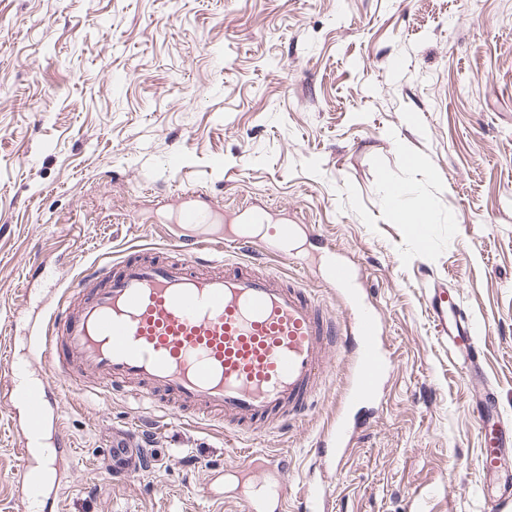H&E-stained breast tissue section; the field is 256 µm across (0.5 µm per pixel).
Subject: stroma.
Listing matches in <instances>:
<instances>
[{"label":"stroma","mask_w":512,"mask_h":512,"mask_svg":"<svg viewBox=\"0 0 512 512\" xmlns=\"http://www.w3.org/2000/svg\"><path fill=\"white\" fill-rule=\"evenodd\" d=\"M177 185L232 229L255 204L287 213L294 260L228 256L304 280L336 317L324 247L353 257L391 370L349 411L341 459L324 444L347 375L336 355L312 408L274 432L59 383L75 446L65 512H234L278 487L291 512H483L482 389L426 295L455 290L482 326L512 421V0H0V363L27 359L24 288L42 299L126 245L175 244L162 205ZM8 378L0 472L24 462ZM120 441L150 442L151 467L118 463ZM249 448L287 456V471L215 474Z\"/></svg>","instance_id":"stroma-1"}]
</instances>
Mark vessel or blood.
<instances>
[{"mask_svg":"<svg viewBox=\"0 0 512 512\" xmlns=\"http://www.w3.org/2000/svg\"><path fill=\"white\" fill-rule=\"evenodd\" d=\"M172 201L174 223L196 229V236L163 262L131 248L91 266L54 308L44 342L29 350L31 359L49 362L54 374L74 385L89 371L115 386L140 384L144 397L175 400L185 420L202 407L243 433L304 414L333 351L353 360L346 406L357 407L376 394L392 355L382 345L378 309L361 301L367 286L354 263L335 257L324 274L327 287L341 292L348 304L347 317L338 322L298 280L226 257L225 248L248 239L228 234L219 241L205 233V226L224 221L211 197L180 189ZM428 308L450 353L473 378H481L475 322L444 289L429 292ZM23 406L29 434L47 429L49 419L59 415L58 403L43 388L30 389ZM483 431L484 508L512 512V483L504 481L502 465L512 453V424L502 421ZM72 447L62 437L56 442L49 466L56 472L54 488H47L44 468L28 463L1 472L0 480H12L28 502L44 504L47 512H63L62 491L71 473L62 460ZM287 468L285 456L258 450L232 466L243 476Z\"/></svg>","mask_w":512,"mask_h":512,"instance_id":"b4317fda","label":"vessel or blood"}]
</instances>
